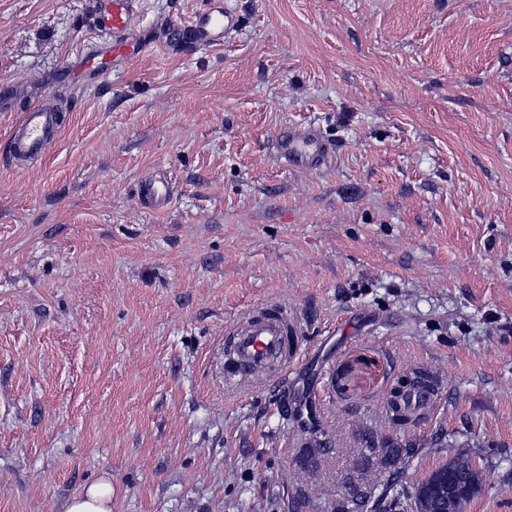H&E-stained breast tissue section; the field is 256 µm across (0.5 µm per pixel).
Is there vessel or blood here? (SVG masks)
<instances>
[{
	"label": "vessel or blood",
	"instance_id": "b4317fda",
	"mask_svg": "<svg viewBox=\"0 0 512 512\" xmlns=\"http://www.w3.org/2000/svg\"><path fill=\"white\" fill-rule=\"evenodd\" d=\"M139 0H96L93 20L95 26L110 36L104 51L84 54L80 71L100 74L109 71L113 60L130 58L141 50L131 36L129 18ZM236 25L234 14L215 6L198 13L192 25L197 40L214 43ZM60 132V118L51 102L45 101L22 110L18 122L8 138V158L13 166H22L42 160L54 147ZM275 147L281 162L290 169L314 170L320 168L330 153L329 143L318 133L299 132L293 126L281 128L275 137ZM172 194L166 178L145 180L139 188L140 201L152 209L164 208ZM231 338L233 363L229 373L246 377L269 365L288 366L289 338L293 326L287 308L275 307L226 330ZM442 381L421 375L410 389L402 405L405 416L419 417L437 407L444 396Z\"/></svg>",
	"mask_w": 512,
	"mask_h": 512
}]
</instances>
